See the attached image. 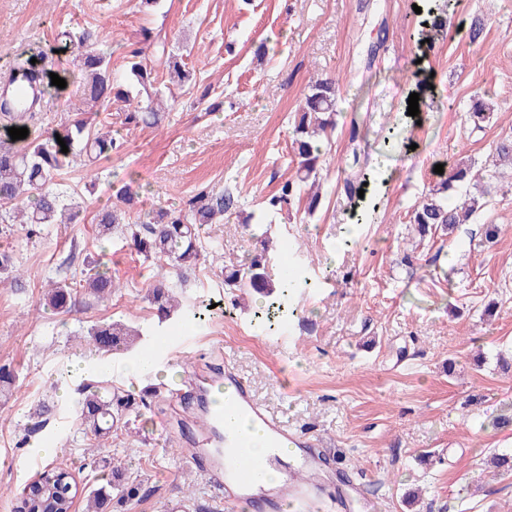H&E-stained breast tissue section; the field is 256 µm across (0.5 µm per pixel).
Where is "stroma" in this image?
I'll use <instances>...</instances> for the list:
<instances>
[{"instance_id": "stroma-1", "label": "stroma", "mask_w": 512, "mask_h": 512, "mask_svg": "<svg viewBox=\"0 0 512 512\" xmlns=\"http://www.w3.org/2000/svg\"><path fill=\"white\" fill-rule=\"evenodd\" d=\"M443 0H163L153 13L135 0H0V48L57 61L55 28L74 26L104 35L112 69L123 76L127 47L144 30L182 34L197 73L161 127L126 128L121 113L101 112L125 141L121 154L100 162L95 192L87 168L73 162L65 184L86 208L82 224H47L27 237L17 224L0 226L24 273L21 285L0 283V365L16 376L0 395V512L41 467L35 444L57 441L55 458L78 469L99 457L127 461L143 480L131 512H212L220 495L209 477L205 434L196 426L201 374L233 368L256 400L289 429L314 439L321 459L320 489L297 512H324L344 492L347 512H512V478L495 474L490 449L512 452V375L499 355L512 354V176L473 223L461 225L443 249L419 247L409 224L413 205L437 181L436 165L466 154L485 163L496 141L512 133V0H457L447 32L433 44L416 32ZM485 26L470 40L461 24ZM387 22L372 69L363 50ZM264 59H256L259 44ZM338 82L332 161L320 172L322 199L308 216L287 209L268 226L270 272L282 269L315 280L297 293L298 320L263 334L254 326L252 297L224 292L225 273L239 269L249 242L243 225L263 201L294 176L290 151L294 115L308 83ZM78 71L64 89L45 93L33 125L43 131L65 122L79 100ZM419 95V114L408 99ZM208 94L215 112L191 106ZM497 105L493 121L472 131L465 113L474 94ZM359 133L373 157L362 198L343 190L348 132ZM133 181L143 209L178 207L203 188L226 189L240 206L223 223L203 228L201 263L178 294L183 302H213L204 325H166L170 348L153 372L134 371L126 356L104 359L98 379L126 390L164 387L173 399L156 402L141 424L113 432L106 447L82 430L72 401L52 378L87 358L88 330L100 322L156 323L146 300L154 262L121 239L99 248L92 217L110 204L115 181ZM375 211L357 224L353 209ZM499 225L485 242L484 225ZM415 249L418 261L401 257ZM101 261L121 287L108 301L81 298L72 312L44 304L49 280L80 278ZM46 405V426L31 431V415ZM416 495L415 504L404 502Z\"/></svg>"}]
</instances>
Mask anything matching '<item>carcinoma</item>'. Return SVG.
I'll return each mask as SVG.
<instances>
[{"mask_svg":"<svg viewBox=\"0 0 512 512\" xmlns=\"http://www.w3.org/2000/svg\"><path fill=\"white\" fill-rule=\"evenodd\" d=\"M100 43L96 32L85 30L81 34L68 29L56 33L53 49L81 48L73 64L82 72L83 101L95 107H108L112 100L130 103V97L112 72V53L97 49ZM172 38L145 32L144 46L130 51L126 64L131 79L139 86L138 93L146 99L124 112L123 125L127 127L157 126L163 113L169 111L175 98L172 87L182 89L194 81V73L171 51ZM153 49L156 61L166 67L168 85L157 86V71L146 61L147 50ZM339 87L336 78L316 79L308 85L296 113L292 152L296 160L295 176L286 180L278 193L272 195L267 205L276 210L292 200L304 198L305 209L313 212L321 195L313 190L319 177L320 165L336 128V101ZM496 111L494 102L483 94L471 97L467 120L473 130L480 131ZM30 115L12 112L0 107V223L19 224L31 237L43 224H77L84 207L71 202L72 194L58 182L61 171L83 154L88 161L108 159L119 153L124 142L112 135L109 126H98L88 117V112H76L58 128L37 136H27L17 142L8 133L10 127H26ZM66 141L69 152H61L57 138ZM353 162L345 179L349 196H358V190L367 182L371 164L369 157L361 156L358 145L352 147ZM512 168V136L501 137L494 148L492 168L476 165L472 159L460 160L429 193L412 209L409 223L420 240L439 233L451 234L460 224L469 223L487 206L495 181L501 177L499 168ZM136 192L131 185L121 186L115 193L112 206L104 207L97 215L98 240L109 242L119 236L145 259L160 263V271L147 293V300L158 313L159 320L176 316L181 320L200 322L203 313L186 307L173 293V281L182 284L186 275L200 264V229L204 224H219L224 214L234 205L231 197L222 192L201 190L188 199L177 211H145L136 220L126 219V205L133 201ZM254 250L247 253L243 267L224 279L227 288H248L267 298L264 309L257 313L261 326L271 320L270 307L282 306L293 288H304L308 283L297 282L295 276L285 275L275 281L266 270L268 241L251 235ZM19 282L15 274L13 254L0 251V282ZM83 293L97 300H106L117 288L112 274L95 265L79 281ZM47 307L58 313H69L77 302L74 286L66 281L53 284L45 294ZM89 344L100 356L122 355L131 351L133 340L143 342L137 357L148 355L154 333L150 329L133 327L122 321L101 323L88 331ZM144 397H135L129 391L107 389L98 384H88L80 393L76 413L84 430L102 442L112 438L118 423L131 416H143ZM77 480L71 467L64 463H50L37 472L31 482L13 494L12 512H45L48 499L58 502L69 499L73 505L77 498L85 502L84 512H115L139 498L142 481L132 475L126 464L112 462L109 470L93 477L91 484L76 490Z\"/></svg>","mask_w":512,"mask_h":512,"instance_id":"carcinoma-1","label":"carcinoma"}]
</instances>
